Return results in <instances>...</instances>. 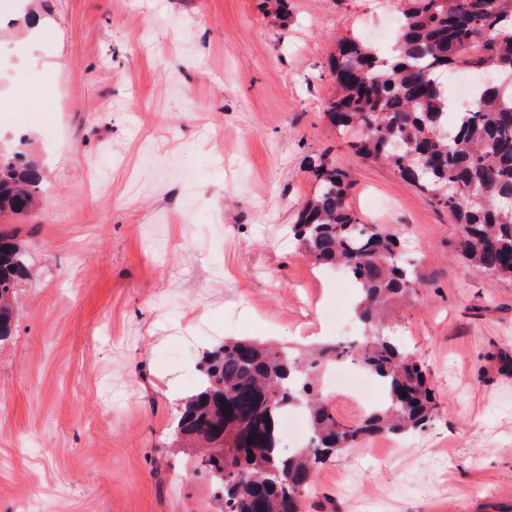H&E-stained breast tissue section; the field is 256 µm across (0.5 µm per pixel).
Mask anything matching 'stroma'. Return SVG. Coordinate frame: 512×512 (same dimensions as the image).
I'll return each mask as SVG.
<instances>
[{
	"label": "stroma",
	"mask_w": 512,
	"mask_h": 512,
	"mask_svg": "<svg viewBox=\"0 0 512 512\" xmlns=\"http://www.w3.org/2000/svg\"><path fill=\"white\" fill-rule=\"evenodd\" d=\"M394 0H0V150L42 162L38 205L0 216L27 250L0 343V512H217L163 441L206 352L363 333L358 290L290 228L311 157L414 250L424 280L389 332L430 374L437 414L322 465L305 512H512V280L460 256L461 227L356 155L323 108L330 57L381 49ZM44 112L9 119L16 95Z\"/></svg>",
	"instance_id": "35a3bbf8"
}]
</instances>
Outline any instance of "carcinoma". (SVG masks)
I'll list each match as a JSON object with an SVG mask.
<instances>
[{"label":"carcinoma","instance_id":"carcinoma-1","mask_svg":"<svg viewBox=\"0 0 512 512\" xmlns=\"http://www.w3.org/2000/svg\"><path fill=\"white\" fill-rule=\"evenodd\" d=\"M401 32L391 53L350 37L330 69L336 93L324 116L351 149L387 165L405 185L447 209L463 227L461 256L482 275L512 279V90L479 82L469 109L448 120L442 77L464 67L476 76L512 69V0H399ZM405 150L396 154L392 144ZM313 195L292 231L313 264L341 267L359 290L365 333L295 354L258 341L228 340L206 353L199 390L183 399L171 443L190 448L186 475L204 474L221 512H302L315 469L380 435L424 430L434 392L420 362L385 334V305L417 293L421 278L400 239L365 224L348 204V175L322 154L310 166ZM41 173L0 155V215L36 202ZM28 254L0 232V341L12 335L15 287ZM350 361L379 378L384 402L356 421L336 417L320 386L325 372ZM230 408H224V405ZM302 410L308 442L281 448L284 411Z\"/></svg>","mask_w":512,"mask_h":512}]
</instances>
